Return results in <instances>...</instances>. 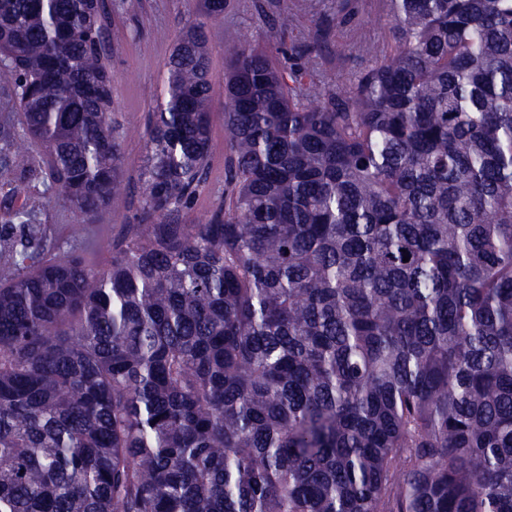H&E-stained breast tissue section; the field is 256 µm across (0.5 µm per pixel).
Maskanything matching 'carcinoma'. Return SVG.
<instances>
[{
    "mask_svg": "<svg viewBox=\"0 0 512 512\" xmlns=\"http://www.w3.org/2000/svg\"><path fill=\"white\" fill-rule=\"evenodd\" d=\"M351 93L225 49L166 62L142 223L76 244L124 185L99 0H0V512H512V0H389ZM84 220L63 246L46 193ZM409 261H403L404 257Z\"/></svg>",
    "mask_w": 512,
    "mask_h": 512,
    "instance_id": "carcinoma-1",
    "label": "carcinoma"
}]
</instances>
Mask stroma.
Masks as SVG:
<instances>
[{
    "mask_svg": "<svg viewBox=\"0 0 512 512\" xmlns=\"http://www.w3.org/2000/svg\"><path fill=\"white\" fill-rule=\"evenodd\" d=\"M198 9L197 0H104L102 35L127 187L87 229L81 251L91 264H103L127 226L139 220L140 164L164 64ZM285 15L292 25L283 29L279 20ZM389 28L387 0H224L223 15L209 26L213 112L208 183L184 208L186 223L210 215L224 191L225 48L250 35L253 45L273 52L281 69L308 70L327 91H343L351 89L356 73L372 66L371 59L357 54L358 44L385 41Z\"/></svg>",
    "mask_w": 512,
    "mask_h": 512,
    "instance_id": "1",
    "label": "stroma"
}]
</instances>
